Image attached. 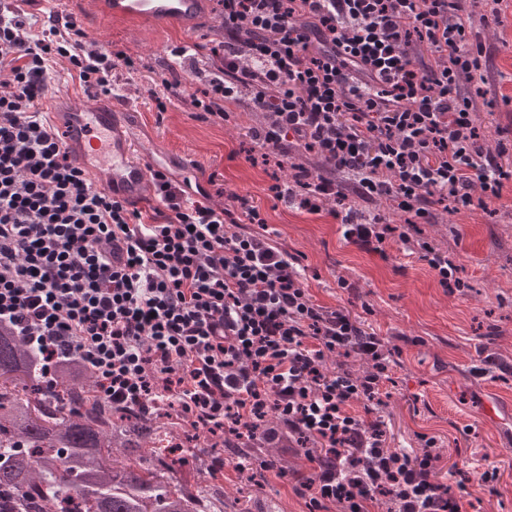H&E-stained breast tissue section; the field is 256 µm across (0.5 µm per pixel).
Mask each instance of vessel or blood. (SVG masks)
Returning a JSON list of instances; mask_svg holds the SVG:
<instances>
[{"label": "vessel or blood", "instance_id": "obj_1", "mask_svg": "<svg viewBox=\"0 0 512 512\" xmlns=\"http://www.w3.org/2000/svg\"><path fill=\"white\" fill-rule=\"evenodd\" d=\"M102 6L115 17L179 19L191 27L204 10V0H102ZM49 98L61 109L63 143L76 163L99 176L113 196L131 202L142 198L157 168V155L137 151L130 130L132 107L110 101L86 108L55 90Z\"/></svg>", "mask_w": 512, "mask_h": 512}]
</instances>
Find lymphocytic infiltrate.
I'll list each match as a JSON object with an SVG mask.
<instances>
[{
  "instance_id": "obj_1",
  "label": "lymphocytic infiltrate",
  "mask_w": 512,
  "mask_h": 512,
  "mask_svg": "<svg viewBox=\"0 0 512 512\" xmlns=\"http://www.w3.org/2000/svg\"><path fill=\"white\" fill-rule=\"evenodd\" d=\"M218 3L224 38L209 67H190V47H174L165 91L203 81L192 104L219 125L229 105L247 103L264 117L248 130L262 160L290 162L287 181L268 187L275 199L332 218L362 249L416 243L440 285L460 287L453 261L409 233L512 188V139L489 141L461 88L483 84L487 67L469 16L500 17L503 0ZM58 59L104 96L121 90L117 69L137 70L123 52L88 48L66 11L36 31L0 0V328L43 375L79 359L114 406L145 413L162 398L201 425L235 424L251 445L289 436L311 471L263 466L309 512H457L433 439L388 442L376 411L389 378L383 337L314 302L298 258L265 235L248 197L217 207L164 169L151 175V212L112 197L42 110ZM295 149L317 167L291 161ZM338 172L364 202L388 201L403 226L349 205ZM353 354L367 371L331 363Z\"/></svg>"
}]
</instances>
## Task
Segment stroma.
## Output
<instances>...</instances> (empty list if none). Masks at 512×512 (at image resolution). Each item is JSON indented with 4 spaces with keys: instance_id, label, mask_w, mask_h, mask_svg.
Instances as JSON below:
<instances>
[{
    "instance_id": "obj_1",
    "label": "stroma",
    "mask_w": 512,
    "mask_h": 512,
    "mask_svg": "<svg viewBox=\"0 0 512 512\" xmlns=\"http://www.w3.org/2000/svg\"><path fill=\"white\" fill-rule=\"evenodd\" d=\"M217 0H210L192 35L181 21L110 19L97 21L95 42L125 52L139 71L128 95L139 106L132 134L175 178L201 184L215 179L221 194L248 197L268 222L272 242L296 256L304 282L317 303L344 308L395 348L391 380L380 413L389 422L391 444L419 447L420 436L435 439L440 455L438 478L456 496L460 512H512V198L488 209L451 215L437 212L434 223L418 227V236L459 267L462 288L447 291L426 262L399 242L384 253L369 252L346 241L331 218L286 207L268 191L273 177H288L276 163H252L245 137L255 115L235 107L228 125L198 118L189 93L171 97L157 110L154 92L166 75L168 51L175 45L207 48L221 38ZM473 35L488 59L487 87L512 96V23L474 13ZM196 167L185 172L179 155ZM494 404L498 422L484 409ZM498 469L495 494L458 490L454 468ZM254 483L232 468L204 482L184 472L190 488L201 489L213 503L228 501L225 512H307L304 498L276 471L260 469Z\"/></svg>"
}]
</instances>
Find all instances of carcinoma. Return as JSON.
<instances>
[{
  "label": "carcinoma",
  "instance_id": "obj_1",
  "mask_svg": "<svg viewBox=\"0 0 512 512\" xmlns=\"http://www.w3.org/2000/svg\"><path fill=\"white\" fill-rule=\"evenodd\" d=\"M0 329V512H208L180 480L217 470L225 431L203 432L161 407L146 415L98 397L79 363L42 376ZM213 448L202 460L194 449Z\"/></svg>",
  "mask_w": 512,
  "mask_h": 512
}]
</instances>
